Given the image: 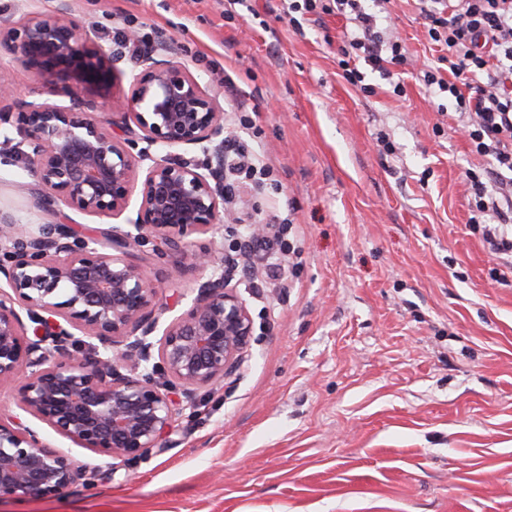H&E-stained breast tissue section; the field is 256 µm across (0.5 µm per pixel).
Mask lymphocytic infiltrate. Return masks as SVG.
<instances>
[{
    "mask_svg": "<svg viewBox=\"0 0 512 512\" xmlns=\"http://www.w3.org/2000/svg\"><path fill=\"white\" fill-rule=\"evenodd\" d=\"M290 0L291 12L310 15L337 12L350 27L337 48L343 78L373 96L376 88L364 81L356 62L371 68L405 73L410 58L393 25H381L392 0ZM430 42L440 50L439 65L424 70L421 80L430 96H447L459 116L456 128L467 137L473 154L486 165L469 170L470 218L481 228L483 241L494 254H512V0H415ZM256 126L249 114L239 129L224 139V195L239 194L236 177L263 184L273 170L248 153L242 131ZM273 237L249 235L248 251L266 258L265 275L281 276V257L288 252V218L274 216Z\"/></svg>",
    "mask_w": 512,
    "mask_h": 512,
    "instance_id": "lymphocytic-infiltrate-1",
    "label": "lymphocytic infiltrate"
}]
</instances>
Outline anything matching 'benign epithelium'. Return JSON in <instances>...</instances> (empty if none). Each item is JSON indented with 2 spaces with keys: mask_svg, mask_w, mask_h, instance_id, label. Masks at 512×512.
<instances>
[{
  "mask_svg": "<svg viewBox=\"0 0 512 512\" xmlns=\"http://www.w3.org/2000/svg\"><path fill=\"white\" fill-rule=\"evenodd\" d=\"M0 47L40 75L43 95L70 99L67 107L18 99L0 72V101L18 107L0 111V126L15 132L3 143L42 203L59 198L114 219L140 195L128 230L78 235L69 224L0 219V383L17 382L16 407L80 448L126 459L166 448L172 391L193 407L203 390L239 375L253 320L221 274L154 339L155 288L130 256L153 238L160 260L182 250L192 266L215 263L208 248L185 251L184 237L236 218L224 208V112L180 65L150 52L139 54L129 93H116L117 58L68 12L0 28ZM97 97L108 102L102 119L93 115ZM116 126L137 127L146 146L132 153ZM158 146L183 153L159 155ZM86 476V465L19 417H0V501L62 496Z\"/></svg>",
  "mask_w": 512,
  "mask_h": 512,
  "instance_id": "1",
  "label": "benign epithelium"
}]
</instances>
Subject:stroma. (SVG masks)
Here are the masks:
<instances>
[{"label": "stroma", "instance_id": "obj_1", "mask_svg": "<svg viewBox=\"0 0 512 512\" xmlns=\"http://www.w3.org/2000/svg\"><path fill=\"white\" fill-rule=\"evenodd\" d=\"M288 3L0 0V28L64 9L109 47L119 29L151 51L174 40L227 129L238 104L257 108L247 143L280 188L251 200L262 217L290 215L302 260L284 288L231 274L255 326L246 361L180 410L169 447L110 458L24 416L91 476L0 512H512V269L468 225L466 173L482 160L420 80L436 47L414 0H396L415 68L401 97L364 68L378 88L367 97L340 76L344 17L294 23ZM31 181L0 148L1 213L81 233L111 226L61 202L39 207ZM153 248L134 259L166 324L213 270Z\"/></svg>", "mask_w": 512, "mask_h": 512}]
</instances>
